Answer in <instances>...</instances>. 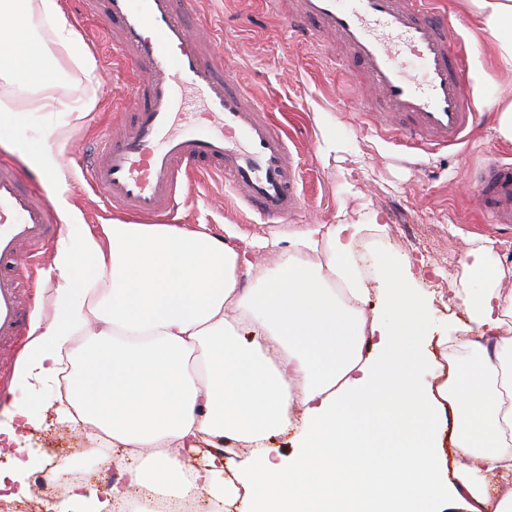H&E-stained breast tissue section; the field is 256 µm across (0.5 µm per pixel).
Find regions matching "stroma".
Returning a JSON list of instances; mask_svg holds the SVG:
<instances>
[{
  "mask_svg": "<svg viewBox=\"0 0 512 512\" xmlns=\"http://www.w3.org/2000/svg\"><path fill=\"white\" fill-rule=\"evenodd\" d=\"M435 2L446 10L464 48L465 78L485 119L462 144L426 153L404 145L388 132L386 122L365 111L368 88L340 65L332 38L314 41L294 32L283 2L196 0L194 18L221 38L226 67L257 99L277 104L307 203L291 222L275 228L240 209L232 192L211 180L190 194L175 223L204 224L218 235L237 228L270 240L308 224L359 222L362 230L350 248L352 255L389 250L421 264L419 286L440 321L467 320L453 293L461 287L459 258L469 242L485 245V260L500 267L512 284V225L489 223L476 210L473 197L487 159L512 163V144L501 141L492 128L499 99L512 95V77L497 68L487 39L473 40L459 0ZM61 4L74 31L89 39L94 70L69 59L50 60V67L64 71L61 82L29 92L9 93L0 87V102H7L31 126H60L49 146L65 174L64 195L75 216L96 231L112 218L101 197L82 183L77 162L128 106L133 76L100 23L84 17L77 0ZM84 104L91 110L83 121L63 124V112ZM55 253V246H48L28 266L34 326L46 324L52 315L50 295L56 282L48 271ZM18 392L21 406L34 398L43 402L41 420L28 428L23 442L38 461L26 474L28 483L58 484L61 472L76 459L101 455V432L63 418V382L33 395Z\"/></svg>",
  "mask_w": 512,
  "mask_h": 512,
  "instance_id": "35a3bbf8",
  "label": "stroma"
}]
</instances>
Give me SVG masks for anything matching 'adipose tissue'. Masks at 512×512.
<instances>
[{"mask_svg": "<svg viewBox=\"0 0 512 512\" xmlns=\"http://www.w3.org/2000/svg\"><path fill=\"white\" fill-rule=\"evenodd\" d=\"M460 2L512 75V0ZM36 15L50 20L51 42ZM0 35L11 42L0 80L25 91L57 79L45 57L94 65L59 0H0ZM0 148L62 172L47 135H27L2 101ZM360 230L310 225L270 269L236 235L203 224L115 221L96 235L68 222L53 260V315L33 329L17 380H54L72 337H84L69 401L110 439L125 481L108 500L74 493L62 512H115L134 487L171 498L204 487L224 512H512V290L501 288L502 271L462 261L472 333L452 338L408 271L382 257L384 303L369 318L368 290L347 259ZM244 276L253 287H240ZM450 344L440 364L429 348ZM288 433L294 451L281 465L270 443ZM217 439L225 456L248 452L251 465L221 481L184 466L181 449ZM447 441L460 457L453 466Z\"/></svg>", "mask_w": 512, "mask_h": 512, "instance_id": "obj_1", "label": "adipose tissue"}]
</instances>
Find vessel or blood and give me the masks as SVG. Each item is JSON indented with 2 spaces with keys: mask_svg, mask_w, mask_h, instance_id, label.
<instances>
[{
  "mask_svg": "<svg viewBox=\"0 0 512 512\" xmlns=\"http://www.w3.org/2000/svg\"><path fill=\"white\" fill-rule=\"evenodd\" d=\"M137 79L129 121L102 135L82 164L86 184L122 216L169 221L200 170L223 178L261 220L282 224L301 208L299 172L276 104L261 101L224 68L214 35L191 23L192 0H81ZM290 27L328 34L341 60L359 63L368 87L396 120L408 147H453L478 108L463 49L431 0H292ZM50 178L30 183L0 162V339L19 336L30 316L13 267L23 250L59 235ZM476 207L512 224V164L488 161Z\"/></svg>",
  "mask_w": 512,
  "mask_h": 512,
  "instance_id": "vessel-or-blood-1",
  "label": "vessel or blood"
}]
</instances>
